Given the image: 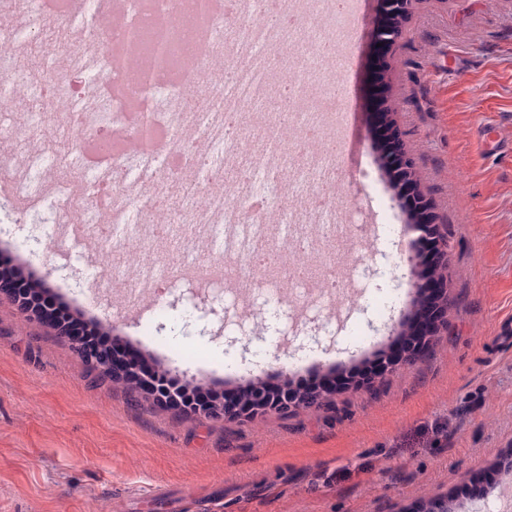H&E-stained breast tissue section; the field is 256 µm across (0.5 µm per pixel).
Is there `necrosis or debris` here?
Masks as SVG:
<instances>
[{
	"label": "necrosis or debris",
	"instance_id": "4bbe7bcc",
	"mask_svg": "<svg viewBox=\"0 0 512 512\" xmlns=\"http://www.w3.org/2000/svg\"><path fill=\"white\" fill-rule=\"evenodd\" d=\"M357 0H123L106 51L67 49L41 57L43 81L15 66L33 46L56 0H16V21L0 31V138L24 116L35 132L66 118L72 147L33 151L12 195L111 240L119 257L148 228L195 224L212 252L235 258L224 278L262 277L290 303L310 290L334 295L341 281L364 283L365 260L339 249V226L371 237L355 205L337 206L331 145L344 120L343 79L333 46L351 40L346 13ZM224 77H199L213 58ZM145 148H124L126 137ZM89 188L48 192L59 167ZM175 186L176 208L159 213V192Z\"/></svg>",
	"mask_w": 512,
	"mask_h": 512
}]
</instances>
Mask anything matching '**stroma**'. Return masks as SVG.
Listing matches in <instances>:
<instances>
[{
	"label": "stroma",
	"instance_id": "obj_1",
	"mask_svg": "<svg viewBox=\"0 0 512 512\" xmlns=\"http://www.w3.org/2000/svg\"><path fill=\"white\" fill-rule=\"evenodd\" d=\"M383 0H361L348 68L352 115L343 198L379 226L407 225L399 190L379 158L373 111L377 31ZM383 107L434 224L448 231L453 299L425 355L397 362L369 388L348 385L318 409L291 407L210 420L158 405L125 383L98 382L89 362L49 325L0 302V512H406L426 495L477 512L512 470V154L485 151L487 130L512 140V0H410L386 58ZM65 151L55 134L0 142V196H10L24 154ZM16 223L0 241L22 272L64 290L75 317L126 336L142 366L177 384L206 379L234 392L232 362L271 367L316 352L318 375L335 379L372 362L351 339L384 336L383 354L406 336L400 311L373 315L372 275L340 310L329 334L309 338L310 318L281 304L263 323L257 284L230 301L221 278L175 270L163 292L130 303L127 284L85 261L99 237L50 230L39 262L44 215L13 204Z\"/></svg>",
	"mask_w": 512,
	"mask_h": 512
}]
</instances>
